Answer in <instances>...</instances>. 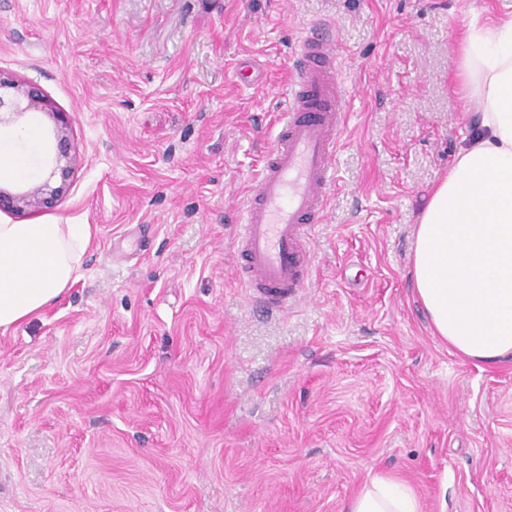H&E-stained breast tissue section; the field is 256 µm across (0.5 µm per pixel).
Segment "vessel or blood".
<instances>
[{"label": "vessel or blood", "mask_w": 512, "mask_h": 512, "mask_svg": "<svg viewBox=\"0 0 512 512\" xmlns=\"http://www.w3.org/2000/svg\"><path fill=\"white\" fill-rule=\"evenodd\" d=\"M338 47L312 27L299 37L294 77L255 187L240 206V278L258 300L283 308L310 270V233L334 184L347 102L336 76Z\"/></svg>", "instance_id": "vessel-or-blood-1"}]
</instances>
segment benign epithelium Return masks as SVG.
<instances>
[{"mask_svg": "<svg viewBox=\"0 0 512 512\" xmlns=\"http://www.w3.org/2000/svg\"><path fill=\"white\" fill-rule=\"evenodd\" d=\"M31 113H43L53 120V137L58 154L68 156L71 149L70 128L63 112L35 85L0 76V128H18L24 125L25 116ZM71 174L72 167L62 168L57 186L47 181L35 187L18 184L12 190L0 186V211L37 215L54 208L67 191Z\"/></svg>", "mask_w": 512, "mask_h": 512, "instance_id": "1", "label": "benign epithelium"}]
</instances>
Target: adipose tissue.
<instances>
[{
	"label": "adipose tissue",
	"mask_w": 512,
	"mask_h": 512,
	"mask_svg": "<svg viewBox=\"0 0 512 512\" xmlns=\"http://www.w3.org/2000/svg\"><path fill=\"white\" fill-rule=\"evenodd\" d=\"M455 79L476 105L467 142L430 192L416 227L414 293L433 335L477 365L512 358V4L473 19L459 42ZM36 128L0 134V179L37 171ZM89 225L0 222V333L41 314L73 284ZM347 512H423L414 490L377 475Z\"/></svg>",
	"instance_id": "ef3b65f1"
}]
</instances>
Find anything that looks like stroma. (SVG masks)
I'll use <instances>...</instances> for the list:
<instances>
[{
    "label": "stroma",
    "mask_w": 512,
    "mask_h": 512,
    "mask_svg": "<svg viewBox=\"0 0 512 512\" xmlns=\"http://www.w3.org/2000/svg\"><path fill=\"white\" fill-rule=\"evenodd\" d=\"M503 5L0 0V74L66 113L78 157L37 220L93 233L0 335V512H344L376 475L424 512H512V360L450 352L408 273L465 133L459 33ZM314 25L347 122L309 277L266 313L235 224Z\"/></svg>",
    "instance_id": "1"
}]
</instances>
